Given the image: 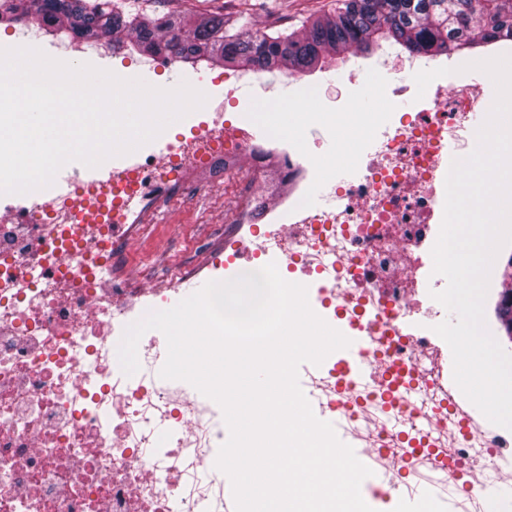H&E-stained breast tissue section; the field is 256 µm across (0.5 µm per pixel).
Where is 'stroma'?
I'll list each match as a JSON object with an SVG mask.
<instances>
[{
	"label": "stroma",
	"mask_w": 512,
	"mask_h": 512,
	"mask_svg": "<svg viewBox=\"0 0 512 512\" xmlns=\"http://www.w3.org/2000/svg\"><path fill=\"white\" fill-rule=\"evenodd\" d=\"M127 8L149 15L182 16L186 30H193L195 21L204 16H220L230 28H246L247 32L289 34L301 31L303 24L332 12L336 0H124ZM30 46L48 56L72 63H89L113 73L130 71L151 85L189 83L213 96H223L225 85L235 93L224 104V116L235 119L238 113L253 112L259 100L284 97L291 109L306 113L307 119L290 138L300 150L309 152L326 170L335 175L337 165L354 170L365 156L368 128L351 119L358 103L371 100L374 111L392 107L399 112L413 108L417 90L413 76L425 68H449V75L440 77L439 85L455 88L460 79L457 67L460 55L440 56L424 61L400 47L382 44L367 54L344 53L327 58L321 69L297 74L255 73L240 67L200 62L191 65L172 63L157 66L155 55L135 51L113 57H102L90 50L82 54L65 51L50 40L37 22L19 26L0 25V48ZM407 86L404 95L393 98L385 94L386 86ZM247 158H239L224 172H206L195 176L196 186L179 200L160 206V223L143 225L149 239L147 248L132 254L133 266L149 269L158 280L167 279L173 267L194 261L207 247L210 231L228 226L233 203L228 196L231 184L240 170L249 168ZM407 472L374 473L363 482L361 495L374 512H415L420 500H428L434 512H452L455 500L451 495L431 490H411Z\"/></svg>",
	"instance_id": "1"
}]
</instances>
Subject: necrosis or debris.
Masks as SVG:
<instances>
[{"label":"necrosis or debris","instance_id":"1","mask_svg":"<svg viewBox=\"0 0 512 512\" xmlns=\"http://www.w3.org/2000/svg\"><path fill=\"white\" fill-rule=\"evenodd\" d=\"M482 103L465 85H436L413 115L367 113L368 161L360 177L330 186L310 210L318 165L267 128L209 120L167 154L136 151L92 184L58 194L43 188L20 209L0 213V512H232L223 484L196 486L215 473L224 442L215 410L192 385L144 381L121 370L124 329L180 300L184 274L156 286L124 261L147 207L182 194L185 175L246 155L252 171L269 157L292 190L270 203L261 189L237 195L235 226L224 238L255 267L300 273L309 304L328 324L342 322L354 358L372 384L338 389L335 355L310 377L313 404L342 411L369 458L393 470L397 436L387 418L409 425L421 448L407 472L421 481L446 471L467 481L460 512H485L483 474L512 471V431L485 428L444 375L447 343L424 326L426 266L444 216L449 148L475 147L468 114Z\"/></svg>","mask_w":512,"mask_h":512}]
</instances>
